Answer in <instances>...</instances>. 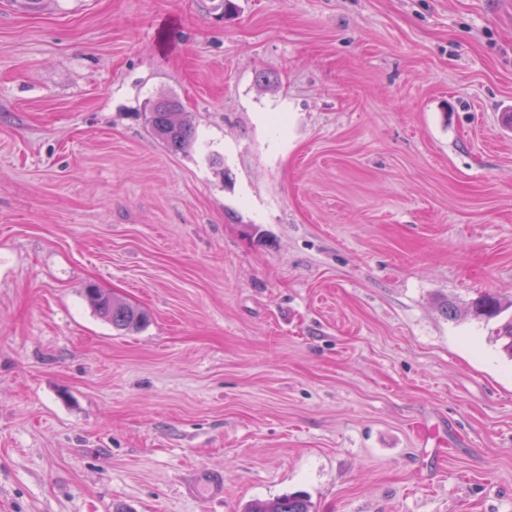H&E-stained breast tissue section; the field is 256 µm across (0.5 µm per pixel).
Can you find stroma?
Wrapping results in <instances>:
<instances>
[{"label": "stroma", "instance_id": "35a3bbf8", "mask_svg": "<svg viewBox=\"0 0 512 512\" xmlns=\"http://www.w3.org/2000/svg\"><path fill=\"white\" fill-rule=\"evenodd\" d=\"M234 3L0 0V512H512V0ZM181 103L175 98L162 97L153 103L148 123L152 136L172 151H186L196 141L195 130L177 119ZM87 293L97 314L115 330L136 332L148 321L143 311L113 295L112 292L91 286ZM312 505L305 494L293 493L269 500H255L245 512H312Z\"/></svg>", "mask_w": 512, "mask_h": 512}]
</instances>
